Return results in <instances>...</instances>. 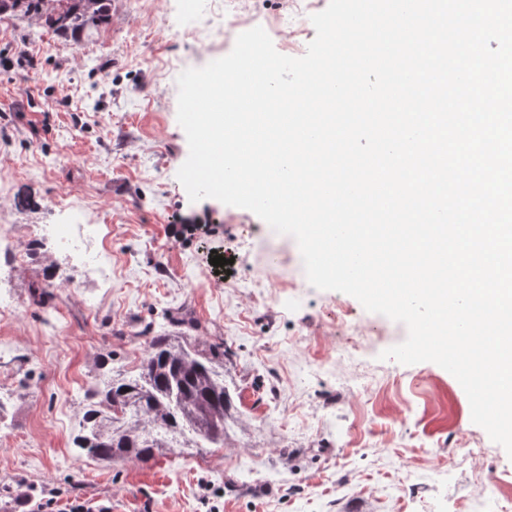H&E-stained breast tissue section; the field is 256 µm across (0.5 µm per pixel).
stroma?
Returning <instances> with one entry per match:
<instances>
[{"label": "stroma", "mask_w": 512, "mask_h": 512, "mask_svg": "<svg viewBox=\"0 0 512 512\" xmlns=\"http://www.w3.org/2000/svg\"><path fill=\"white\" fill-rule=\"evenodd\" d=\"M289 2L112 0L78 39L0 20V512H512V457L456 378L381 359L403 324L314 288L293 237L177 178L178 75ZM159 334L224 346L223 447L76 456L86 390Z\"/></svg>", "instance_id": "35a3bbf8"}]
</instances>
